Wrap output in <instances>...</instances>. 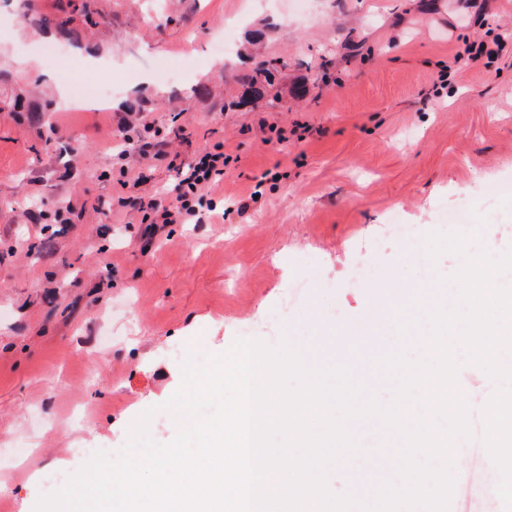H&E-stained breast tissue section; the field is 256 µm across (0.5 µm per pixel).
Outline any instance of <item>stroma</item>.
Segmentation results:
<instances>
[{"label":"stroma","instance_id":"1","mask_svg":"<svg viewBox=\"0 0 512 512\" xmlns=\"http://www.w3.org/2000/svg\"><path fill=\"white\" fill-rule=\"evenodd\" d=\"M27 12L51 26L29 25ZM224 36L235 54L212 53ZM496 38L507 46L491 68L439 84L456 52ZM250 41L279 62L277 108L262 97L225 104L257 63L242 52ZM105 73L111 101L72 107ZM0 95L19 103L0 112V512H33L43 473L78 471L82 449L123 447L130 424L181 386L172 350L228 352L239 323L276 307L305 255L329 287L310 288L286 331L311 349L323 326L363 325L377 305L408 307L432 287L406 244L382 238L391 218L426 234L482 220L494 226L492 255L512 248V197L497 192L512 182V0H0ZM41 106L32 127L27 111ZM127 119L164 137L182 129L173 148L184 160L223 144L212 192L223 217L168 225L149 252L145 225L106 218L136 202L121 166L141 167L164 201L177 182L168 154H109ZM299 125L312 130L306 140L273 142L274 129ZM72 196L86 204L83 223H57ZM101 249L112 261L104 277ZM359 259L379 272L354 289ZM398 340L389 321L380 347L335 361L386 405L393 387L371 361ZM21 444L28 453L14 459ZM455 469L470 512H485L495 465L480 468L461 446ZM392 475L364 455L329 484L365 497L371 479Z\"/></svg>","mask_w":512,"mask_h":512}]
</instances>
